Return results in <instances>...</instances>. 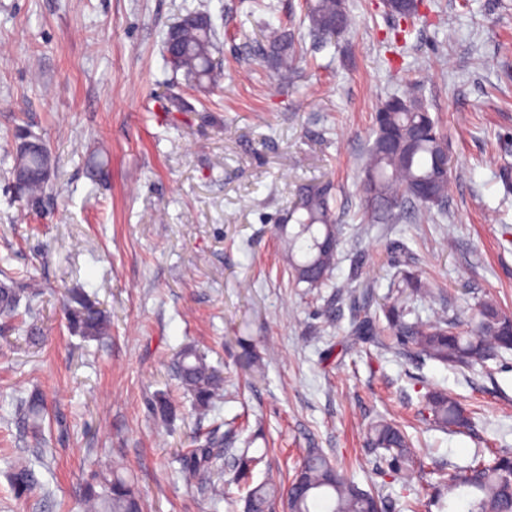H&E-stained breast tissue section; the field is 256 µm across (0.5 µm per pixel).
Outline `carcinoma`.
I'll return each instance as SVG.
<instances>
[{
	"label": "carcinoma",
	"instance_id": "obj_1",
	"mask_svg": "<svg viewBox=\"0 0 512 512\" xmlns=\"http://www.w3.org/2000/svg\"><path fill=\"white\" fill-rule=\"evenodd\" d=\"M342 0H307L308 34L325 47L332 36L351 27L353 20ZM389 12L408 22L416 17L415 0H394ZM267 42L263 62L281 82L292 83L297 65L306 54L303 39L284 27L270 25L260 30ZM166 41L178 43L174 55L164 54L163 70L170 80L206 92L217 86L223 75L219 40L211 16L201 10L189 11L173 26ZM374 139L360 176L363 208L374 224H399L408 215L439 205L448 194V171L436 158L446 149L445 136L426 106L416 97H389L374 116ZM54 159L35 135L26 133L13 156L11 173L20 196L35 203L45 191ZM327 185L309 184L302 189L292 213L299 214L285 233L288 263L296 284L309 289L329 287L336 265L340 228L335 224ZM26 289L12 277L0 281V314L15 315ZM430 293L425 282L411 271L401 273L397 294L380 306L383 317L365 315L353 320L348 336L354 343L373 342L387 350L408 347L417 357L443 365L472 368L484 365L502 351L512 350V315L491 300L478 302L469 330H459L456 316L441 308L433 318L422 320L413 301ZM68 309L71 325L86 337L109 331L107 315L86 301ZM385 319L386 325L379 324ZM175 376L192 397L194 410L204 414L224 395V371L210 364L192 346L176 354ZM44 401L36 393L22 404L21 412L34 434H39ZM422 420L442 431L460 433L469 427V417L460 404L442 389L423 398ZM224 443L207 435L183 453L182 472L190 482L213 470ZM368 445L383 450L379 463L394 477L405 474L416 454L409 438L393 422L376 421L369 430ZM262 457L237 459L235 477L251 485L252 470ZM12 486L17 494L35 487V476L24 462L12 465ZM286 497L288 512H386V499L373 487L364 488L341 474L316 448H310L290 481L287 491L270 479L248 490L246 512H273L280 497ZM85 512H142V499L134 486L119 472H94L82 490ZM438 512H512V452L501 450L486 459L474 457L464 466L455 465L448 476L433 486L426 507Z\"/></svg>",
	"mask_w": 512,
	"mask_h": 512
}]
</instances>
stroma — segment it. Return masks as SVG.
Returning <instances> with one entry per match:
<instances>
[{"instance_id":"1","label":"stroma","mask_w":512,"mask_h":512,"mask_svg":"<svg viewBox=\"0 0 512 512\" xmlns=\"http://www.w3.org/2000/svg\"><path fill=\"white\" fill-rule=\"evenodd\" d=\"M345 4L352 26L309 49L283 86L261 61L259 29L290 20L307 34L301 0H0V270L31 289L17 316H0V512H82L79 485L112 465L145 512H232L247 493L234 458L264 456L253 483H284L309 448L407 512L437 469L512 449V351L458 370L345 344L405 270L434 291L421 318L444 304L464 321L483 299L512 312V0H421L399 37L382 0ZM196 8L218 32L224 81L184 91L190 110L169 112L165 37ZM406 91L446 136L448 197L416 219L370 224L358 176L373 117ZM26 132L55 157L33 206L10 175ZM317 182L331 183L342 226L336 294L295 286L284 251L288 210ZM73 293L105 311L108 337L70 326ZM185 345L224 371V398L203 417L173 376ZM435 387L472 411L469 434L422 422ZM35 391L46 395L43 447L16 412ZM163 395L178 407L166 424L153 413ZM238 415L249 428L224 438L218 501L207 483L185 484L178 453ZM382 417L411 436L422 469L377 470L366 435ZM18 458L38 480L22 498L10 486Z\"/></svg>"}]
</instances>
